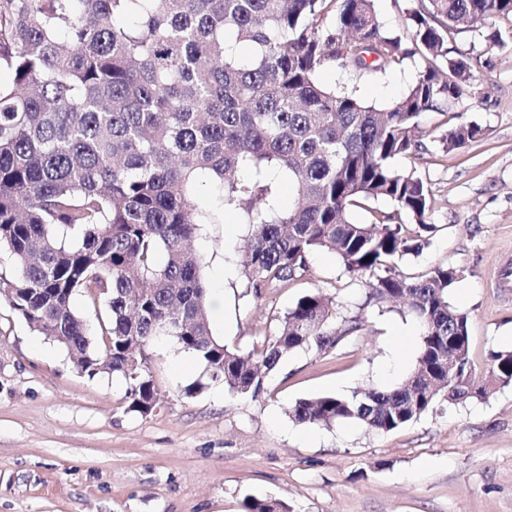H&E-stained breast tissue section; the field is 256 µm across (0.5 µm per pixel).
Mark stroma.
Instances as JSON below:
<instances>
[{"mask_svg":"<svg viewBox=\"0 0 512 512\" xmlns=\"http://www.w3.org/2000/svg\"><path fill=\"white\" fill-rule=\"evenodd\" d=\"M448 55L469 58L483 87L448 114H422L425 151L397 162L416 168L435 202L427 246L401 268L461 270L448 298L469 316V357L483 374L493 352L512 349V49L462 26L448 37ZM418 66L410 58L357 79L328 67L319 79L382 106L407 90ZM474 123L478 142L444 148L448 127ZM250 232L232 210L200 225L194 240L217 338L244 352L260 347L314 290L359 325L334 349L286 355L255 398L211 381L194 354L162 337L144 351L157 407L130 411L124 379L77 373L0 292V512H245L250 498L292 512H512V385L483 400L439 402L385 434L355 421L289 419L303 398L400 383L415 364L420 327L401 306L367 302L366 287L327 251L289 288L255 296L237 265ZM399 325L413 333L403 347L393 336Z\"/></svg>","mask_w":512,"mask_h":512,"instance_id":"35a3bbf8","label":"stroma"}]
</instances>
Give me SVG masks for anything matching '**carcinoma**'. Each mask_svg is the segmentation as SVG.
<instances>
[{"label": "carcinoma", "instance_id": "cac0c4a2", "mask_svg": "<svg viewBox=\"0 0 512 512\" xmlns=\"http://www.w3.org/2000/svg\"><path fill=\"white\" fill-rule=\"evenodd\" d=\"M509 15L512 0H427L408 12L402 36L383 29L374 0H0V71L11 74L0 83V250L12 269L0 285L17 289L14 309L76 358L78 373L125 379L133 412L150 414L157 397L127 349L161 336L193 353L211 380L256 397L288 352L332 349L358 325L336 330L340 312L317 291L259 348L217 339L192 241L233 208L252 225L241 271L256 294L289 287L328 250L368 299L402 301L422 327L401 383L300 399L288 410L294 422L388 433L441 400L511 385V350L491 354L485 377L470 362L468 317L448 301L461 271L400 270L427 244L433 201L415 171L392 165L425 149L423 113H448L477 81L467 58L448 57V33ZM415 56V82L382 108L318 79L331 66L361 77ZM481 135L461 124L444 143L458 150ZM245 165L256 172L249 181ZM202 173L223 201L206 214L195 204ZM283 182L286 210L276 201ZM369 199L392 201L418 231L393 214L353 222L351 207ZM76 294L105 307L97 344L72 307ZM245 508L288 512L267 499Z\"/></svg>", "mask_w": 512, "mask_h": 512}]
</instances>
